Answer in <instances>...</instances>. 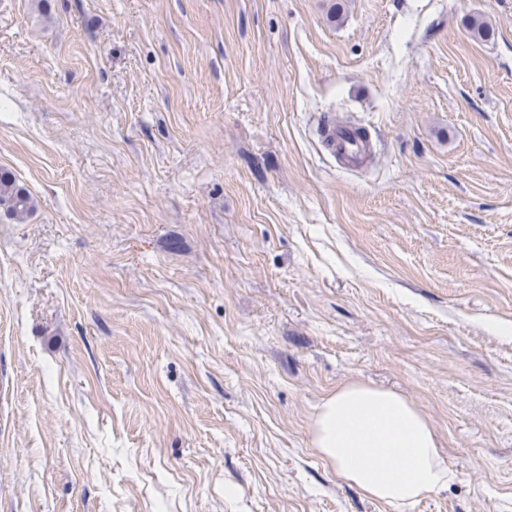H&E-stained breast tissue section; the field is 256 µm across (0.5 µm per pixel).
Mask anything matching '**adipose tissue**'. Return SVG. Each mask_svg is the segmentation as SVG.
<instances>
[{"label": "adipose tissue", "instance_id": "1", "mask_svg": "<svg viewBox=\"0 0 512 512\" xmlns=\"http://www.w3.org/2000/svg\"><path fill=\"white\" fill-rule=\"evenodd\" d=\"M311 445L340 480L394 512H412L457 478L429 416L400 393L359 380L316 406Z\"/></svg>", "mask_w": 512, "mask_h": 512}]
</instances>
